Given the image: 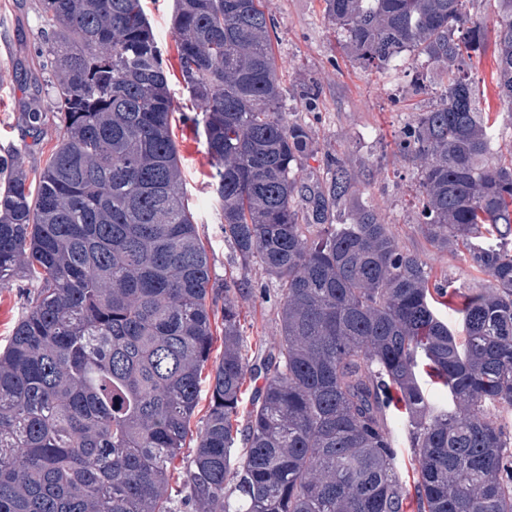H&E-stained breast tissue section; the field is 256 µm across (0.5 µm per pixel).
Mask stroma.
<instances>
[{
  "mask_svg": "<svg viewBox=\"0 0 512 512\" xmlns=\"http://www.w3.org/2000/svg\"><path fill=\"white\" fill-rule=\"evenodd\" d=\"M153 30L163 50L170 87L178 103L172 129L186 179V194L212 263L216 287L245 282L261 287L262 295H241L244 331L252 345L270 343L280 331L278 285L260 266L241 270L221 229V212L209 183L210 158L191 121L193 103L180 84L179 62L171 18L174 0H144ZM276 39L275 58L284 88L282 110L287 119L309 126L313 153L301 158L305 174L322 180L333 158H341L356 176V192L334 207L330 221L350 222L356 206L368 202L391 224L399 244L418 255L433 281L461 290L483 288L485 274L472 271L448 252L434 248L418 228L416 169L398 143L418 113L429 110L434 95L418 91L421 68L412 57H401L385 73L353 65L344 55L323 0H271ZM41 0H0V157L22 147L29 174L45 164L62 131L53 120L38 128L27 125L31 108L51 112L46 76L40 66ZM494 44H487L472 61L481 98L498 112L499 145L512 147V118L501 112L496 87ZM314 87L305 103L302 93ZM31 288L17 279L0 286V344L4 343L31 301Z\"/></svg>",
  "mask_w": 512,
  "mask_h": 512,
  "instance_id": "stroma-1",
  "label": "stroma"
}]
</instances>
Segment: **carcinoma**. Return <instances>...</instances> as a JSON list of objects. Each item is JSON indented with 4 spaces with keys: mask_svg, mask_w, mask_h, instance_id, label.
I'll return each mask as SVG.
<instances>
[{
    "mask_svg": "<svg viewBox=\"0 0 512 512\" xmlns=\"http://www.w3.org/2000/svg\"><path fill=\"white\" fill-rule=\"evenodd\" d=\"M471 0H324L347 56L425 59L436 104L404 132L423 235L490 284L447 290L374 207L329 223L355 176L299 166L308 126L281 112L268 0H175L180 82L212 160L224 240L278 283L280 336L249 356L237 285L219 299L172 135L178 109L142 0H41L43 67L63 134L38 176L0 183V285L27 311L0 347V512H404L390 412L414 449L416 512H512V149L480 106ZM499 100L512 112V0H498ZM425 371L450 402L430 398ZM262 379L239 427L247 377ZM209 381V408L183 455ZM183 459L187 494L171 472Z\"/></svg>",
    "mask_w": 512,
    "mask_h": 512,
    "instance_id": "obj_1",
    "label": "carcinoma"
}]
</instances>
